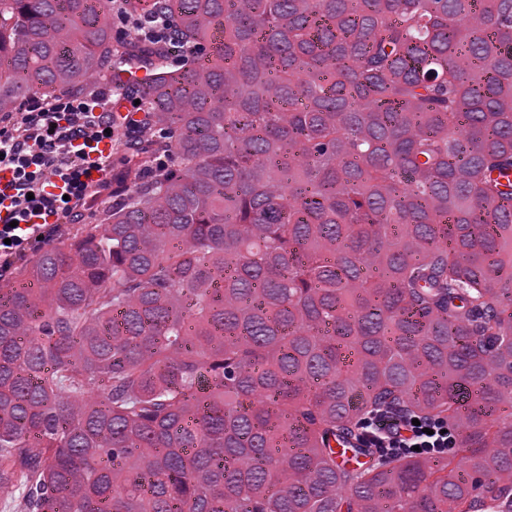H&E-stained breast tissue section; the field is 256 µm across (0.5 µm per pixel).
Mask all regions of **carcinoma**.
Masks as SVG:
<instances>
[{
  "label": "carcinoma",
  "mask_w": 512,
  "mask_h": 512,
  "mask_svg": "<svg viewBox=\"0 0 512 512\" xmlns=\"http://www.w3.org/2000/svg\"><path fill=\"white\" fill-rule=\"evenodd\" d=\"M159 3L182 64L0 0V116L110 76L177 159L0 284L10 512H512V0ZM412 420L415 419L395 415L375 416L370 423L367 422L363 437L370 447L384 448L391 452L430 456L448 451L455 440L449 427L419 419L420 425H413ZM424 428L433 430V435L422 432ZM441 430H446V433H441ZM413 446H419L420 451L413 450Z\"/></svg>",
  "instance_id": "obj_1"
}]
</instances>
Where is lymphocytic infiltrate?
Instances as JSON below:
<instances>
[{"mask_svg":"<svg viewBox=\"0 0 512 512\" xmlns=\"http://www.w3.org/2000/svg\"><path fill=\"white\" fill-rule=\"evenodd\" d=\"M112 11L121 26H133L141 39L166 46L178 52L180 35L164 14L151 13L142 19L129 20L121 0H112ZM111 96L107 90L87 97L72 94L64 98L43 95L32 97L26 112L0 125V167L12 173L14 192L6 207V221L0 222V272H8L15 255L23 252L31 237H52L57 225L50 216L76 224L88 205L111 195L108 178L117 159L107 154L93 160L78 159L79 143L104 138L106 129L114 128L115 118L109 112ZM63 184V195H51L45 188L50 180ZM46 216V223L27 230L31 217ZM363 437L373 448L391 452L419 449L430 456L447 452L453 444V432L433 424L431 432H423L411 419L395 415H378L367 423Z\"/></svg>","mask_w":512,"mask_h":512,"instance_id":"1","label":"lymphocytic infiltrate"}]
</instances>
